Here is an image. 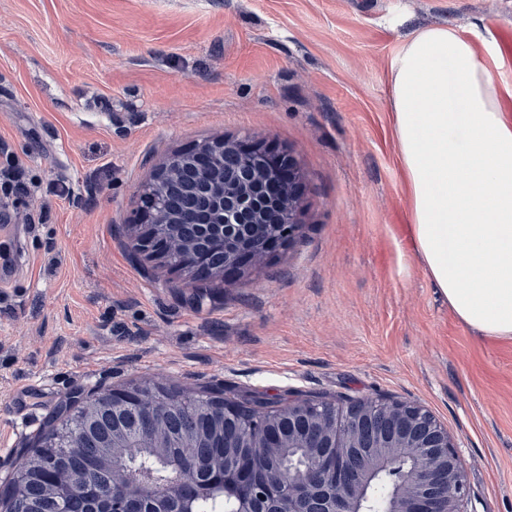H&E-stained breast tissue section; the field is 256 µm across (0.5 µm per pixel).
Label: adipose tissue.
<instances>
[{
  "instance_id": "ef3b65f1",
  "label": "adipose tissue",
  "mask_w": 512,
  "mask_h": 512,
  "mask_svg": "<svg viewBox=\"0 0 512 512\" xmlns=\"http://www.w3.org/2000/svg\"><path fill=\"white\" fill-rule=\"evenodd\" d=\"M390 102L414 255L449 307L512 339V117L473 43L428 27L399 50Z\"/></svg>"
}]
</instances>
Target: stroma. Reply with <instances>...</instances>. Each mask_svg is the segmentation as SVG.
<instances>
[{
  "label": "stroma",
  "instance_id": "35a3bbf8",
  "mask_svg": "<svg viewBox=\"0 0 512 512\" xmlns=\"http://www.w3.org/2000/svg\"><path fill=\"white\" fill-rule=\"evenodd\" d=\"M471 38L512 89V0H0V482L78 386L233 399H408L512 512V340L461 323L410 243L390 67L416 32ZM243 136L304 175L301 239L190 297L134 257L138 191L182 148Z\"/></svg>",
  "mask_w": 512,
  "mask_h": 512
}]
</instances>
